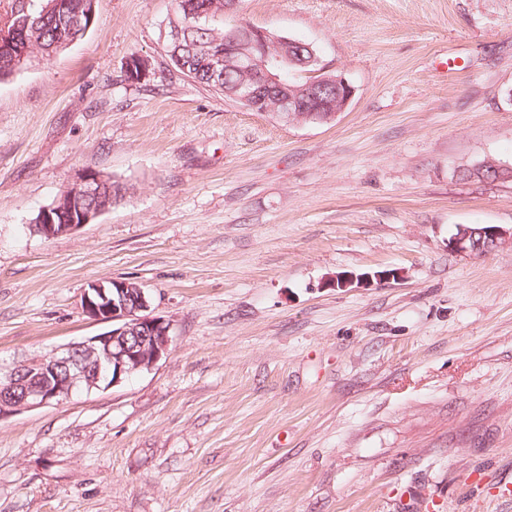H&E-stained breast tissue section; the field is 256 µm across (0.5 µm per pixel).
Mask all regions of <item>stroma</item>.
Returning a JSON list of instances; mask_svg holds the SVG:
<instances>
[{"label":"stroma","instance_id":"obj_1","mask_svg":"<svg viewBox=\"0 0 512 512\" xmlns=\"http://www.w3.org/2000/svg\"><path fill=\"white\" fill-rule=\"evenodd\" d=\"M174 7L97 0L0 81V364L104 332L98 279L171 324L151 370L0 420V512H512V248L448 247L512 226V183L456 177L512 164V0H241L225 27L353 87L320 125L174 70ZM82 170L130 191L44 239ZM488 239L485 247L481 245L483 253L491 252L497 248L512 245V226L505 228L497 226L488 230ZM471 231L464 225L458 227V233L448 240V247L456 252L464 254H483L480 253L479 245L473 246L470 241Z\"/></svg>","mask_w":512,"mask_h":512}]
</instances>
